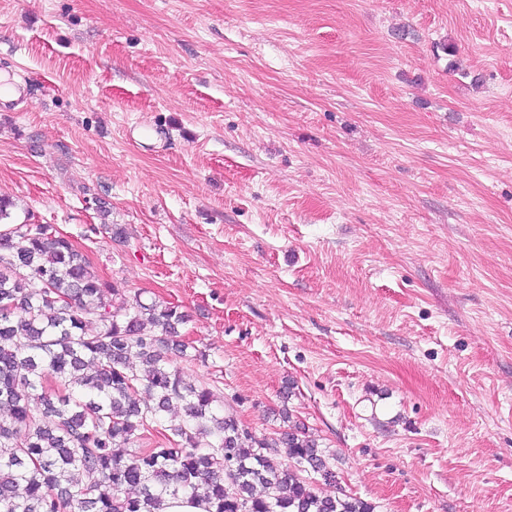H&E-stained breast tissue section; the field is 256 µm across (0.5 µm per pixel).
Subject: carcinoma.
Here are the masks:
<instances>
[{"mask_svg":"<svg viewBox=\"0 0 512 512\" xmlns=\"http://www.w3.org/2000/svg\"><path fill=\"white\" fill-rule=\"evenodd\" d=\"M12 207L0 197V512H162L170 497L207 512H374L316 487L336 473L305 429L258 440L216 411L211 387L184 382L179 306L127 300L50 225H11ZM175 407L185 420L167 443L134 447Z\"/></svg>","mask_w":512,"mask_h":512,"instance_id":"cac0c4a2","label":"carcinoma"}]
</instances>
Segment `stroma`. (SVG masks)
Returning a JSON list of instances; mask_svg holds the SVG:
<instances>
[{
    "mask_svg": "<svg viewBox=\"0 0 512 512\" xmlns=\"http://www.w3.org/2000/svg\"><path fill=\"white\" fill-rule=\"evenodd\" d=\"M18 72L12 223L186 312V382L375 512H512V0H0Z\"/></svg>",
    "mask_w": 512,
    "mask_h": 512,
    "instance_id": "1",
    "label": "stroma"
}]
</instances>
